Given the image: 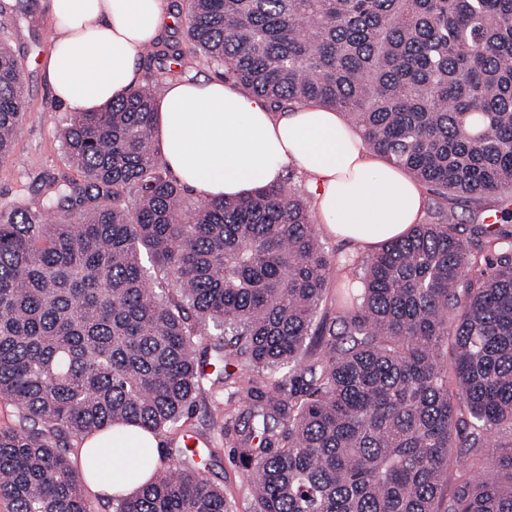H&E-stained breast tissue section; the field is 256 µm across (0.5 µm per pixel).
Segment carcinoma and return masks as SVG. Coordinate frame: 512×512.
Returning <instances> with one entry per match:
<instances>
[{"mask_svg": "<svg viewBox=\"0 0 512 512\" xmlns=\"http://www.w3.org/2000/svg\"><path fill=\"white\" fill-rule=\"evenodd\" d=\"M143 85L62 135L77 177L0 208V500L95 512L71 440L159 434L233 361L256 512H512V203L359 260L284 180L189 205L154 142L152 66L213 67L275 112L317 104L445 202L512 187V0H186ZM0 38V163L28 111ZM148 257L151 267L143 264ZM336 311H324L331 283ZM212 425L233 417L210 392ZM112 512H229L186 441Z\"/></svg>", "mask_w": 512, "mask_h": 512, "instance_id": "cac0c4a2", "label": "carcinoma"}]
</instances>
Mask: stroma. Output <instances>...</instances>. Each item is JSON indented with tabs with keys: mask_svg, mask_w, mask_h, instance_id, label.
<instances>
[{
	"mask_svg": "<svg viewBox=\"0 0 512 512\" xmlns=\"http://www.w3.org/2000/svg\"><path fill=\"white\" fill-rule=\"evenodd\" d=\"M7 13L0 17L9 45L23 64L24 90L29 102L16 135L19 163L0 164V206L13 204L28 193L40 177H63L73 170L61 146V134L71 118L69 109L56 100L44 75L43 61L54 45L50 0H6ZM209 399H200L192 418L184 424L187 433H200L213 447L207 460L208 476L223 486L232 512H254L253 479L237 462L231 439L234 422L224 428L209 421Z\"/></svg>",
	"mask_w": 512,
	"mask_h": 512,
	"instance_id": "35a3bbf8",
	"label": "stroma"
}]
</instances>
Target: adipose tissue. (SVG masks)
Masks as SVG:
<instances>
[{
	"label": "adipose tissue",
	"instance_id": "adipose-tissue-1",
	"mask_svg": "<svg viewBox=\"0 0 512 512\" xmlns=\"http://www.w3.org/2000/svg\"><path fill=\"white\" fill-rule=\"evenodd\" d=\"M165 8V0H50L55 39L43 69L58 102L92 112L142 84L137 60ZM157 108L163 160L194 193L243 198L294 170L324 233L361 252L422 217V186L370 154L340 113L314 104L273 112L221 79L167 82ZM160 461L158 438L126 426L85 438L77 465L85 491L109 500L132 495Z\"/></svg>",
	"mask_w": 512,
	"mask_h": 512
}]
</instances>
